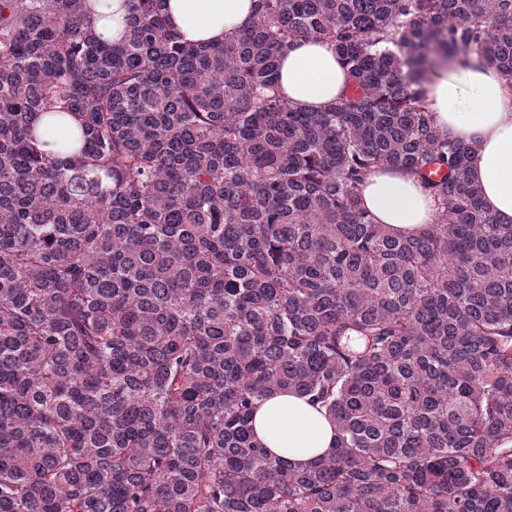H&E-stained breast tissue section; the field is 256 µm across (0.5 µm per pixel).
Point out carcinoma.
<instances>
[{
	"mask_svg": "<svg viewBox=\"0 0 512 512\" xmlns=\"http://www.w3.org/2000/svg\"><path fill=\"white\" fill-rule=\"evenodd\" d=\"M126 2L112 43L0 0V512H512V224L423 88L475 54L512 92V0H256L218 44ZM303 38L347 72L320 112L278 87ZM377 170L428 229L373 220ZM282 390L336 425L301 469L250 427ZM363 195L377 220L403 235L415 234L435 221L433 198L407 173L376 172L367 179Z\"/></svg>",
	"mask_w": 512,
	"mask_h": 512,
	"instance_id": "1",
	"label": "carcinoma"
}]
</instances>
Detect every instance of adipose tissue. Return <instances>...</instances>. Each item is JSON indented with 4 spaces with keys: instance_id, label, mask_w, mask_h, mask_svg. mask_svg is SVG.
I'll list each match as a JSON object with an SVG mask.
<instances>
[{
    "instance_id": "adipose-tissue-1",
    "label": "adipose tissue",
    "mask_w": 512,
    "mask_h": 512,
    "mask_svg": "<svg viewBox=\"0 0 512 512\" xmlns=\"http://www.w3.org/2000/svg\"><path fill=\"white\" fill-rule=\"evenodd\" d=\"M167 15L187 42L220 41L252 24L253 0H168ZM279 85L292 105L315 112L339 97L347 74L328 44L310 38L282 58ZM424 88L438 127L455 140L477 144L471 177L498 222L512 224V91L494 67L473 54L464 63H450ZM363 195L377 220L401 234L417 233L435 221L432 197L407 173H374ZM253 428L265 447L295 464L328 453L336 436L324 413L294 393L259 402Z\"/></svg>"
}]
</instances>
